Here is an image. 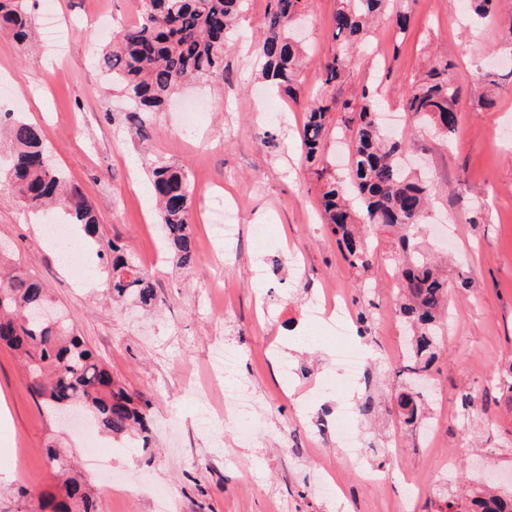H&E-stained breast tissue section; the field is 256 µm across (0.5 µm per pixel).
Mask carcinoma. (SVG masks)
<instances>
[{
  "instance_id": "carcinoma-1",
  "label": "carcinoma",
  "mask_w": 512,
  "mask_h": 512,
  "mask_svg": "<svg viewBox=\"0 0 512 512\" xmlns=\"http://www.w3.org/2000/svg\"><path fill=\"white\" fill-rule=\"evenodd\" d=\"M24 0H0V26L25 39L28 15ZM243 0H139V20L118 29L112 44L98 54L97 64L111 85L129 101L126 120L131 132L146 138L153 115L193 79L227 80L224 66L228 38L235 29ZM500 0H470L475 13L493 17ZM390 0H339L332 27L334 52L321 65L323 94L306 107L300 133L306 158L321 163L324 142L331 133L350 139V169L342 177L325 176L320 203L325 223L336 236L343 257L355 269L373 262L358 225L383 226L401 232L402 256L395 260L402 303L400 313L413 330L403 371L427 376L439 346V316L449 304L448 283L430 259L411 245V236L426 223L431 183L412 175L404 166L405 139L384 131L378 114V91L367 87L342 93L350 69V44L366 41L375 19L383 16ZM309 8V0H271L260 24L259 56L262 79L290 98L299 95L303 46L292 37V17ZM463 82L446 59H437L425 75L413 82L405 111L436 132L457 129L455 107ZM344 113L335 126L330 113ZM11 151L0 183L8 186L36 216H60L94 239L98 221L82 191L71 184L44 147L41 132L7 113ZM149 183L161 208L163 238L183 267L198 258L191 232L193 200L185 174L163 160L149 167ZM108 288L115 302L133 299L152 307L156 290L152 274L128 260L122 248L111 245ZM52 306L37 279L20 271L0 272V342L25 361L30 390L51 419L79 414L99 432L128 439L137 447L150 444L149 400L134 396L97 360L59 313L45 318L40 311ZM400 417L412 424L418 405L409 394L397 397ZM46 455L61 477L60 494L45 496L25 488L19 497L38 501L39 512H97L96 500L75 464L63 467L64 451L50 445ZM468 507L456 512H512V493L488 487L463 491Z\"/></svg>"
}]
</instances>
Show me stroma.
I'll return each mask as SVG.
<instances>
[{
	"instance_id": "stroma-1",
	"label": "stroma",
	"mask_w": 512,
	"mask_h": 512,
	"mask_svg": "<svg viewBox=\"0 0 512 512\" xmlns=\"http://www.w3.org/2000/svg\"><path fill=\"white\" fill-rule=\"evenodd\" d=\"M268 3L245 4L225 58L229 82L199 81L182 90L155 115L147 140L131 137L127 104L94 63L114 31L136 21L138 0H31L26 40L0 30V82L9 87L0 92V112L40 130L100 222L96 247L71 267L46 249L40 224L20 198L0 186V244L10 246L7 260L42 281L113 377L149 400L154 421L146 452L99 436L103 469L95 471L80 426L62 428L43 414L24 364L1 343L0 512H11L27 480H35L36 491L57 492L44 453L50 444L80 463L98 512H157L133 489L106 494L104 483L115 479L171 488L178 512H440L461 488L512 479V406L486 391L489 374L512 365V82L494 90L492 109L477 105L485 70L512 71L501 46L502 22L475 18L462 0H405L413 17L409 34L396 35L386 22L350 50L347 88L379 87L404 131L410 160L434 179L432 220L447 225L453 244L441 248L427 227L418 235L420 248L439 254L449 284L462 272L471 278L468 290L453 296L446 343L429 370L432 393L419 410L435 425L428 448L421 430L401 423L394 408L399 394L415 388L400 357L407 325L386 287L393 268L389 236L368 229V272L345 261L321 220V182L299 139L302 107L256 79ZM336 7L337 0H311L302 96L320 87V65L334 48ZM48 14L61 23L55 43L43 30ZM436 56L453 61L464 81L457 130L446 139L403 110L411 80ZM270 98L281 104L278 124L288 132L275 147L263 143ZM158 157L184 170L194 212L210 206L213 186L240 202L239 234L226 247L220 285H213L206 260L185 269L165 252L157 210L141 190ZM263 225L269 232L260 241L256 231ZM112 242L138 265L157 264L156 309L132 301L113 308L98 258ZM259 265L266 270L260 283L253 277ZM325 288L345 295L352 316L369 314L362 348L371 370L366 390L352 396L376 400L374 416L359 428L366 461L389 476L381 484L356 479L335 447L308 449L316 403L336 399L329 387L336 382L337 344L297 337L305 308ZM220 345L240 352L242 381L257 405L246 444L235 427L206 432L197 426L202 406L223 401V385L202 386L195 396L181 390L182 371L205 374ZM283 350L298 369L288 380L278 367ZM466 393L473 398L467 408ZM13 452L23 470L10 465ZM319 468L335 471L343 485L340 505L310 494Z\"/></svg>"
}]
</instances>
